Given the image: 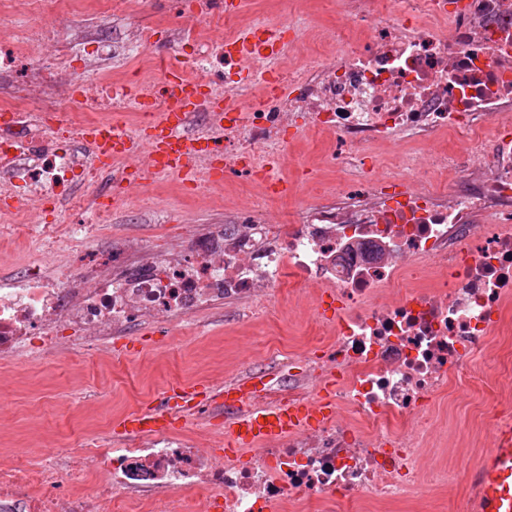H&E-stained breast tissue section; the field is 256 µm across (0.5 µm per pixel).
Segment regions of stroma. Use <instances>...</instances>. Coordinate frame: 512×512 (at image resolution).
Returning a JSON list of instances; mask_svg holds the SVG:
<instances>
[{"mask_svg":"<svg viewBox=\"0 0 512 512\" xmlns=\"http://www.w3.org/2000/svg\"><path fill=\"white\" fill-rule=\"evenodd\" d=\"M288 180L305 170L321 173L324 190H335L338 170L325 166L326 147L313 132L288 133ZM161 210L174 213L193 207L199 224H216L224 218L219 198L191 199L174 185L162 187L158 203ZM274 322L250 320L231 312L213 318L205 337L185 336L173 330L168 342L130 332L126 347L118 356L128 372L116 374L106 360L79 366L56 363L30 367L23 372L0 368V421L11 427L12 443L27 448L38 460L55 448L72 447L92 433L83 411L97 397H105L109 409L125 414L133 408L127 403L131 392L141 391L151 401L158 390L183 380L220 381V368L264 369L266 351L273 333H280L285 344L306 340L311 334L307 303L292 288H285L273 309ZM458 491L447 485L440 492L415 494L386 505L384 512H454Z\"/></svg>","mask_w":512,"mask_h":512,"instance_id":"1","label":"stroma"}]
</instances>
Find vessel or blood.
<instances>
[{
	"mask_svg": "<svg viewBox=\"0 0 512 512\" xmlns=\"http://www.w3.org/2000/svg\"><path fill=\"white\" fill-rule=\"evenodd\" d=\"M171 99L169 115L161 126L151 127L145 138L146 145L155 158L167 168L191 178L194 170L189 155L195 143L189 142L184 129L187 112L196 109L203 100L201 89L184 78L179 67H171L168 77ZM102 164L124 154L130 136L115 129L104 135H95ZM270 374L245 372L221 384L188 382L170 388L159 405L137 411L116 422L112 427L113 438L154 430H170L183 423L189 413L208 399H218L228 404L239 402L266 385ZM334 383L316 389L313 399L300 405H265L242 410L224 417V445L227 451L251 448L262 441L280 437L288 431L311 427L322 422L332 410ZM476 512H512V432L499 431L494 437V447L484 466V477L475 504Z\"/></svg>",
	"mask_w": 512,
	"mask_h": 512,
	"instance_id": "1",
	"label": "vessel or blood"
}]
</instances>
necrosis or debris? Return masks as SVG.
Returning <instances> with one entry per match:
<instances>
[{
	"label": "necrosis or debris",
	"instance_id": "obj_1",
	"mask_svg": "<svg viewBox=\"0 0 512 512\" xmlns=\"http://www.w3.org/2000/svg\"><path fill=\"white\" fill-rule=\"evenodd\" d=\"M14 2L27 26L0 27V196L17 205L0 210V240L28 246L17 254L23 272L0 278V363L68 361L134 329L195 331L227 309H270L293 284L314 291V342L267 397L309 399L331 380L335 414L251 448L245 465L219 454L216 437L190 447L169 431L116 441L107 430L39 462L0 451V512H171L184 492L224 512H370L435 489L426 415L449 389L473 388L472 367L512 305V0H401L397 10L343 0L330 31L304 10L258 29L223 0H195L179 22L134 24L118 42L106 20L131 0ZM161 40L237 113L220 131L212 113L187 117V131L207 138L197 196L222 192L208 173L217 153L247 187L278 181L290 129L327 136L342 186L311 192L291 219L248 198L225 202L223 222L204 228L191 211L169 214L178 235L159 231L149 248L126 235L75 263L112 226L102 197H147L175 179L143 145L102 168L83 138L161 119ZM129 51L135 70L101 68ZM409 140L428 145L430 164L406 152L387 176L368 167L369 146ZM137 168L148 181L130 183ZM450 169L452 186H438ZM328 297L332 321L319 310ZM489 378L478 419L512 424V354ZM468 452L454 470L456 512H471L480 485L484 450L473 439Z\"/></svg>",
	"mask_w": 512,
	"mask_h": 512
}]
</instances>
